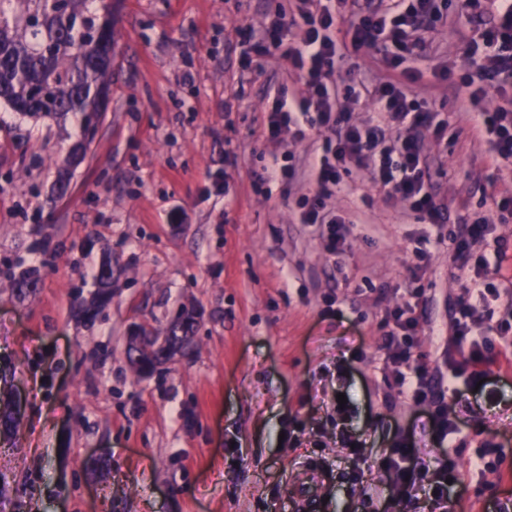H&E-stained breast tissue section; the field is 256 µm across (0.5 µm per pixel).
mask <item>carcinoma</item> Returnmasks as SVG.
Here are the masks:
<instances>
[{
	"label": "carcinoma",
	"mask_w": 512,
	"mask_h": 512,
	"mask_svg": "<svg viewBox=\"0 0 512 512\" xmlns=\"http://www.w3.org/2000/svg\"><path fill=\"white\" fill-rule=\"evenodd\" d=\"M69 12H56L49 0H0V103L26 116L65 118L87 122L101 116L112 99V62L101 49L117 47L118 15L114 0H71ZM112 279L109 262L101 264L98 280L103 289L96 305L83 309L92 321L109 299L104 289ZM40 281L32 268L15 278V294L24 298ZM195 316L185 314L168 330L164 342L192 348ZM158 337L148 335L140 356L128 346L127 358L139 372L164 358L147 352Z\"/></svg>",
	"instance_id": "carcinoma-1"
}]
</instances>
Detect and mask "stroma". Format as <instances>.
<instances>
[{
  "label": "stroma",
  "instance_id": "1",
  "mask_svg": "<svg viewBox=\"0 0 512 512\" xmlns=\"http://www.w3.org/2000/svg\"><path fill=\"white\" fill-rule=\"evenodd\" d=\"M275 5L122 0L112 103L64 197L53 188L78 140L75 122L0 107V416L12 417L0 423V512H294L289 488L311 459L331 473L319 512H366L371 484L386 512H429L422 497L400 507L376 464L396 439L441 453L431 402L399 397L379 350L374 291L399 300L420 226L405 207L385 206L379 186L346 178L335 204L353 237L337 260L299 222L313 185H255V172L285 163L261 113L295 77L279 56L247 72L240 56L245 29ZM437 7L423 67L448 65L451 80L427 74L412 93L439 111L453 84L475 73L454 0ZM228 151L237 155L229 169ZM426 152L452 217L492 213L512 188L481 139L451 137ZM426 249L428 304L413 351L431 355L458 283L447 244ZM105 259L112 299L89 326L71 301L95 300ZM32 266L39 286L17 298L13 280ZM184 311L197 320L192 353L150 374L133 370L125 351L134 326L161 336ZM486 372L487 388L449 400L448 414L460 423L457 447L502 449L501 477L483 487L461 465L448 512L512 500V368L500 360ZM340 425L365 440V458L351 459ZM299 428L323 429L322 446L280 443Z\"/></svg>",
  "mask_w": 512,
  "mask_h": 512
}]
</instances>
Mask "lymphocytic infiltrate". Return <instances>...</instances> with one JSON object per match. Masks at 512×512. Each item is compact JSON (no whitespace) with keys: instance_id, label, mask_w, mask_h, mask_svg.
<instances>
[{"instance_id":"obj_1","label":"lymphocytic infiltrate","mask_w":512,"mask_h":512,"mask_svg":"<svg viewBox=\"0 0 512 512\" xmlns=\"http://www.w3.org/2000/svg\"><path fill=\"white\" fill-rule=\"evenodd\" d=\"M492 26L481 41L465 43L466 62L488 81L478 88L458 87V111L478 110L477 122L449 126L436 112L411 99L409 89L422 78L420 60L428 53L426 32L436 16V0H279L270 22L251 30L252 51L260 57L280 51L291 65L300 88L281 89L268 102L267 138L295 145L317 134L319 153L280 169L258 173V182L277 177L306 178L314 184L303 197L300 221L313 227L323 248L342 255L352 236V224L329 206L345 176L359 172L387 190V202H401L414 213L422 229L416 237L417 265L400 302L384 304L380 327L383 365L399 393L418 403L431 398L436 439L446 452L434 462L418 465L417 444L394 442L378 458L379 467L393 473L404 494H411L421 480H428L434 512H448V503L459 482L454 436L458 423L449 419L447 397L460 396L486 376L492 360L512 359V290L494 285L492 266L503 259L502 248L487 249L496 239L499 224L512 215V193L495 202V212L474 221L459 219L447 234L457 262L461 288L448 334L435 356H412V338L425 311L427 299L420 285L425 248L431 228L441 226L445 204L428 183L425 162L427 142L448 134L476 133L487 143L491 157L504 168L512 167V98L493 109L482 102L488 88L512 87V0H496ZM377 51L393 78L375 84L376 107L364 120L341 105L339 91L357 100V80L337 68L349 52Z\"/></svg>"}]
</instances>
